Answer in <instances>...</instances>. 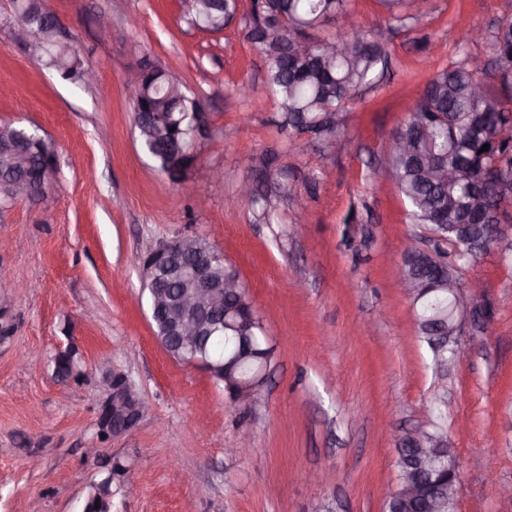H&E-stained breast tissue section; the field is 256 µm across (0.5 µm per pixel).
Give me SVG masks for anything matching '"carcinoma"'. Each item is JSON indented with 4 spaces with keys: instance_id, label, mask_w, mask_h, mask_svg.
Instances as JSON below:
<instances>
[{
    "instance_id": "1",
    "label": "carcinoma",
    "mask_w": 512,
    "mask_h": 512,
    "mask_svg": "<svg viewBox=\"0 0 512 512\" xmlns=\"http://www.w3.org/2000/svg\"><path fill=\"white\" fill-rule=\"evenodd\" d=\"M383 19L398 30L418 23L426 0H376ZM31 34L41 45L39 57L66 80H83L82 65L67 46L56 40L51 24H43L30 3ZM238 0H197L188 20L217 32L233 21ZM350 16L349 0H250L245 19V37L263 55L265 88L280 109L281 131L314 134L311 142L324 148L339 143L349 102L380 85L391 68V55L384 43L358 33L351 38L336 29L332 36L319 35L330 22ZM475 33H464L454 43L455 56L427 82L410 116L392 133L403 141L404 153L387 150L384 170L396 181L409 206L414 224H423L441 234L442 224L478 223L487 218L512 222V18L499 21L489 41L490 64L497 82L487 86V67L464 52V43ZM141 103L150 116L135 123L142 151L171 182L185 180L188 168L182 158H196L193 124L203 111L200 96L185 92L172 96L161 74L149 72L143 79ZM34 130L11 123L0 124V204L21 200L12 185L20 179L44 177L53 183L56 174L55 147L46 140L32 141ZM489 145L485 152L483 145ZM440 164L454 174L453 187L427 177V169ZM274 174L259 178L257 193L247 198L253 212L269 224L275 215ZM157 287L172 296L189 287L181 274L158 277ZM419 330L434 346L428 325L453 319L448 294L433 291L412 298ZM265 335L263 318L249 288L240 283L236 292L224 295V330L210 337L206 351L229 361L237 336ZM263 360L245 358L234 367L237 381L253 379ZM106 477L91 489L83 512H105L112 492Z\"/></svg>"
}]
</instances>
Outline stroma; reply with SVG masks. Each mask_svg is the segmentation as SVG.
Returning <instances> with one entry per match:
<instances>
[{"mask_svg":"<svg viewBox=\"0 0 512 512\" xmlns=\"http://www.w3.org/2000/svg\"><path fill=\"white\" fill-rule=\"evenodd\" d=\"M59 38L95 69L84 87L11 41L13 0H0V122L39 127L58 172L43 204L0 206V512H83L114 463L112 512H385L398 478L397 443L438 425L458 470V512H512V233L460 270L480 281L454 340L468 357L438 370L415 309L399 286L410 223L381 166L395 128L454 55L464 30L491 32L512 0H429L419 29L373 28V0H353L392 56L382 84L350 104L331 149L282 133L263 62L242 20L210 32L189 24L181 0H49ZM110 36L100 39L101 24ZM179 71L202 96L211 136L181 184L141 150L124 72L137 59ZM252 99L236 95L242 83ZM265 155L288 187L277 219L235 201L243 157ZM224 171L214 181V168ZM370 224L348 247V220ZM205 235L247 283L275 348L252 405L229 402L206 373L157 340L144 258L160 243ZM21 282L36 292L18 291ZM76 343L83 380L58 378L57 349ZM130 375L146 410L139 427L106 444L96 420L103 361ZM249 437L246 456L225 455Z\"/></svg>","mask_w":512,"mask_h":512,"instance_id":"35a3bbf8","label":"stroma"}]
</instances>
